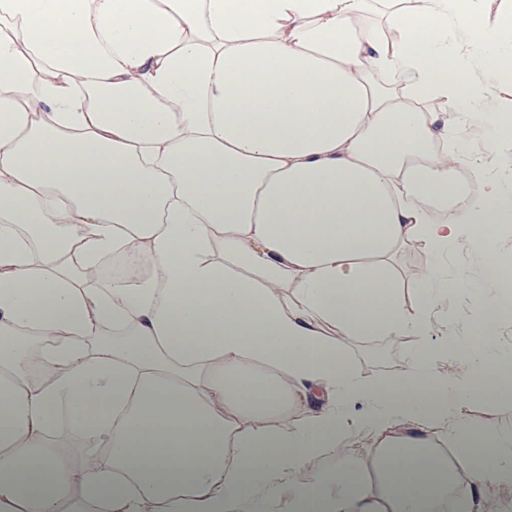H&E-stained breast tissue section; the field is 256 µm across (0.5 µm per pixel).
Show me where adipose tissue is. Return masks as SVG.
Listing matches in <instances>:
<instances>
[{
	"label": "adipose tissue",
	"mask_w": 512,
	"mask_h": 512,
	"mask_svg": "<svg viewBox=\"0 0 512 512\" xmlns=\"http://www.w3.org/2000/svg\"><path fill=\"white\" fill-rule=\"evenodd\" d=\"M504 82L512 0H0V512H440L458 464L506 512L512 426L464 408L512 396V189L448 136L511 149ZM409 245L497 288L450 344L466 281L407 296ZM363 336L410 364L359 375ZM437 272L447 277L449 275H463L471 286V288H459L452 297L448 298L442 311V313L447 312V315L448 309H452L459 314L470 310L475 292L487 297H492L495 294V288L484 278L476 254L465 247H457L451 250L448 253L447 260ZM385 350L388 358L385 363L376 364L372 360L375 351ZM411 357L409 340H391L383 336L365 337L355 342L348 358L355 370L363 376L397 375L409 363Z\"/></svg>",
	"instance_id": "1"
}]
</instances>
